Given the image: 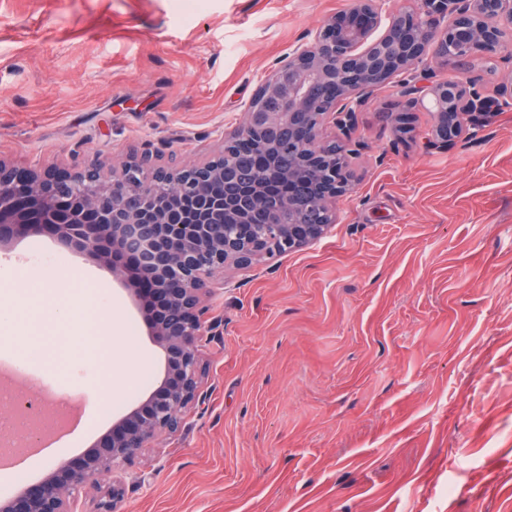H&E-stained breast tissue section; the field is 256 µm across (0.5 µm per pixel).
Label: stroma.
Listing matches in <instances>:
<instances>
[{"label": "stroma", "instance_id": "stroma-1", "mask_svg": "<svg viewBox=\"0 0 512 512\" xmlns=\"http://www.w3.org/2000/svg\"><path fill=\"white\" fill-rule=\"evenodd\" d=\"M349 5L0 0V156L202 161L277 60ZM402 104L391 83L359 113L352 189L320 240L225 271L207 302L206 400L129 468L120 512H512V110L436 150L429 113L399 130ZM59 303L55 361L30 333ZM0 312L20 397L85 404L66 447L0 471L6 498L91 448L163 358L111 267L48 235L0 250Z\"/></svg>", "mask_w": 512, "mask_h": 512}]
</instances>
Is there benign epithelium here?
<instances>
[{
    "instance_id": "obj_1",
    "label": "benign epithelium",
    "mask_w": 512,
    "mask_h": 512,
    "mask_svg": "<svg viewBox=\"0 0 512 512\" xmlns=\"http://www.w3.org/2000/svg\"><path fill=\"white\" fill-rule=\"evenodd\" d=\"M507 50L512 0H419L386 16L381 0H352L278 60L245 121L225 137L227 144H286L290 162L314 172L284 199L266 197L262 173L224 163L225 148L189 167L158 165L145 151L109 175L98 164L33 170L0 158V249L50 230L75 252L112 265L155 311L148 328L165 358L143 402L82 455L57 461L41 480L1 498L0 512H76L82 489L104 492L97 512H117L127 469L204 400L200 347L216 327L205 319L204 299L224 288V270L276 254L271 242L285 251L312 244L336 223L332 203L350 183L332 167L334 142L320 137L325 122L341 132L344 154H358V114L373 87L396 77L403 111L433 113L428 144L446 148L461 136L463 118L475 123L512 109V79L489 97L472 79L409 81L412 66L430 53L461 64L477 56L495 61Z\"/></svg>"
}]
</instances>
